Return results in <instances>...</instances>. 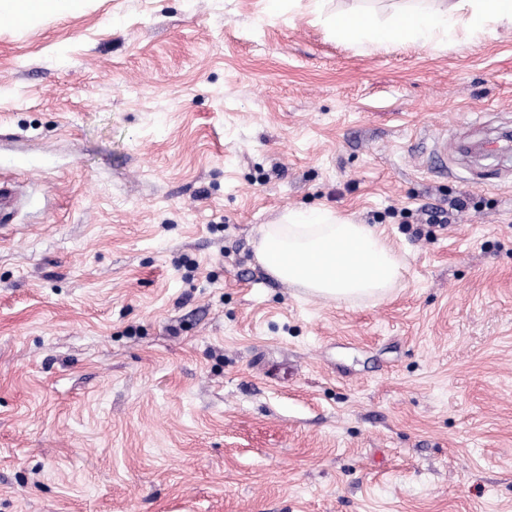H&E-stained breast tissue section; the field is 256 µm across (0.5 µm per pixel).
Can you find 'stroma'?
I'll return each instance as SVG.
<instances>
[{
    "instance_id": "stroma-1",
    "label": "stroma",
    "mask_w": 512,
    "mask_h": 512,
    "mask_svg": "<svg viewBox=\"0 0 512 512\" xmlns=\"http://www.w3.org/2000/svg\"><path fill=\"white\" fill-rule=\"evenodd\" d=\"M410 4L0 28V512H512V155L473 150L512 130V26L318 18ZM311 209L385 231L387 299L264 270L260 226ZM512 23V0H448L437 8L409 7L385 22L368 13L340 12L326 19L341 41L430 45L448 40L459 28L478 39L489 23Z\"/></svg>"
}]
</instances>
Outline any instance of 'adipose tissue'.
Segmentation results:
<instances>
[{"mask_svg": "<svg viewBox=\"0 0 512 512\" xmlns=\"http://www.w3.org/2000/svg\"><path fill=\"white\" fill-rule=\"evenodd\" d=\"M84 0H0V23L31 25L64 17ZM512 23V0H447L436 8L409 7L388 21L367 13L340 12L326 23L341 41L430 45L457 29L473 37L487 24ZM258 262L276 279L328 301L383 300L401 277V263L382 231L330 211L289 212L265 225L255 246Z\"/></svg>", "mask_w": 512, "mask_h": 512, "instance_id": "ef3b65f1", "label": "adipose tissue"}]
</instances>
